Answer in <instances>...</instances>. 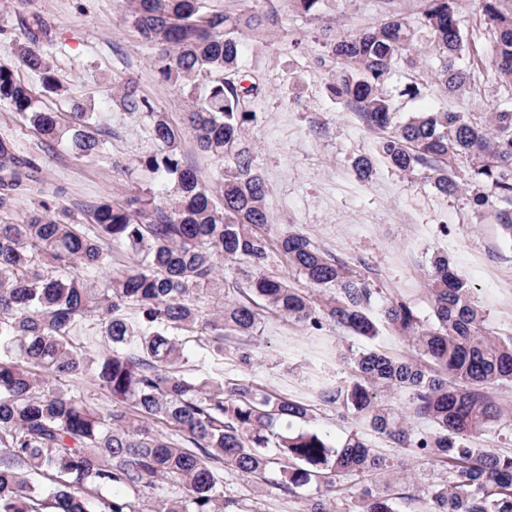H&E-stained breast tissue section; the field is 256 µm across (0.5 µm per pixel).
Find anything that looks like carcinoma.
<instances>
[{
  "instance_id": "carcinoma-1",
  "label": "carcinoma",
  "mask_w": 512,
  "mask_h": 512,
  "mask_svg": "<svg viewBox=\"0 0 512 512\" xmlns=\"http://www.w3.org/2000/svg\"><path fill=\"white\" fill-rule=\"evenodd\" d=\"M291 2L321 17L324 0ZM17 4L18 27L0 28V45L16 59L0 65V102L52 147L77 158L103 152L94 113L79 106L65 120L18 77L31 70L44 92H65L42 51L50 27L34 0ZM459 9L460 0H420L415 26L389 9L378 24L332 39L328 90L379 134L378 153L393 168L425 170L439 195L465 192L477 209L492 206L512 239V110L396 122L385 91L395 68H417L424 39L438 61L431 80L447 93L471 85L480 68L512 93V0H478L473 23L493 35L492 56L465 65ZM125 22L155 50L159 78L186 93L184 125L198 149L227 166L208 184L185 168L182 129L127 79L116 101L152 121L159 149L143 166L174 183L173 194L104 200L88 223L74 224L38 189L42 166L0 139V209L41 194L24 215H0V512H259L226 492L229 472L252 479L258 493L268 485L307 494L305 512H512V450L480 444L504 416L490 389L512 382V336L485 332L451 259L431 261L428 323L400 295L375 317L365 276L299 233L268 232V186L243 142L260 83L242 74V36L275 27L277 16L221 13L208 0H128ZM114 244L129 259L115 271ZM275 256L304 286L272 271ZM221 262L249 269L248 279L224 289ZM264 312L309 330L332 323L372 340L386 325L406 338L408 356L350 353L351 380L322 383L315 398L430 461L443 479L417 486L357 433L336 448L318 430L292 429L313 420L314 405L246 379L215 381L190 364L187 337L219 364L227 354L252 366L249 340ZM380 392L406 394L407 410ZM114 486L130 496L103 494Z\"/></svg>"
}]
</instances>
